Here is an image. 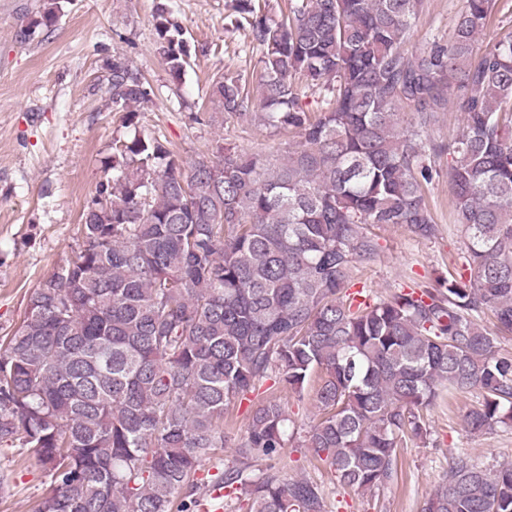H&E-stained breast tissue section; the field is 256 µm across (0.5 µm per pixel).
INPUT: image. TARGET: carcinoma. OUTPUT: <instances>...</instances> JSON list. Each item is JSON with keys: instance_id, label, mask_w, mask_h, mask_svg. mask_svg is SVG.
<instances>
[{"instance_id": "1", "label": "carcinoma", "mask_w": 512, "mask_h": 512, "mask_svg": "<svg viewBox=\"0 0 512 512\" xmlns=\"http://www.w3.org/2000/svg\"><path fill=\"white\" fill-rule=\"evenodd\" d=\"M422 0H229L227 25H249L262 96L226 71L212 97L299 138L282 161L223 147L186 167L139 131L112 147L82 213L76 257L43 279L31 314L0 346V447L48 470L35 512H196L214 484L245 512H328L324 486L284 480L267 461L292 443L332 480L374 492L393 480L407 435L426 439V411L444 393L479 389L470 432L512 426V32L485 48L497 0H466L448 42L405 53ZM58 0L21 36L51 33ZM158 54L174 81L191 57L170 0H156ZM108 101L134 124L155 96L123 57ZM301 78L326 95L306 109ZM463 127L427 137L447 107ZM448 153L454 226L472 282L388 296L349 291L377 255L372 229L438 233L427 202ZM491 315L495 330L481 324ZM271 381L315 391L318 419L302 437L273 398L251 405L224 463V412ZM420 512H512V463L487 468L464 451Z\"/></svg>"}]
</instances>
